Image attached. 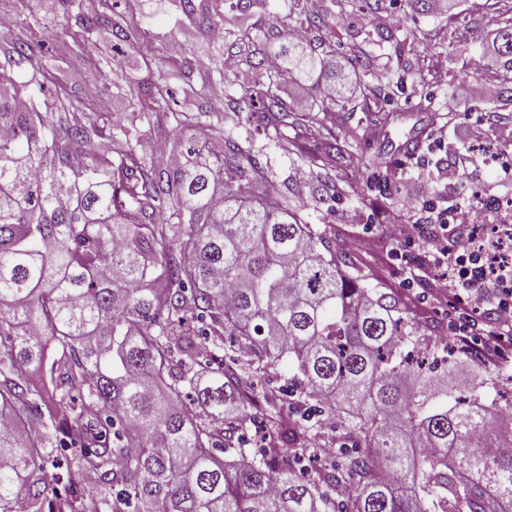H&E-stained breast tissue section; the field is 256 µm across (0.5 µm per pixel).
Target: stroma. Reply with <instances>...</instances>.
<instances>
[{
    "instance_id": "stroma-1",
    "label": "stroma",
    "mask_w": 512,
    "mask_h": 512,
    "mask_svg": "<svg viewBox=\"0 0 512 512\" xmlns=\"http://www.w3.org/2000/svg\"><path fill=\"white\" fill-rule=\"evenodd\" d=\"M318 9L330 11V26L308 31V47L318 52L334 50L352 76L351 91L337 99L330 118L337 137L353 127L359 130L358 141L346 145L331 170L335 201L319 202L313 193L316 165L324 159L325 149L304 129L285 131L299 148L291 157L280 154L261 132L245 125L243 113H225L224 129L263 150L277 186L290 187L293 204L324 232L331 249L347 262L348 273L394 296L425 336L452 335L461 299L451 294L433 300L409 280L422 248L420 241H401L400 216L405 209L421 208L423 201L408 193L405 175L417 170L433 174L443 202L463 204L477 195L498 202L512 199V190L500 185V169L483 155L485 149L512 140V95L505 93L496 100V116L489 120L474 111L472 100L447 98L439 81L443 75L459 87L496 81L504 59L496 53L494 40L504 18L495 13L493 0H453L452 9L444 15L436 14L429 4L411 11L405 0H296L293 10ZM287 12L284 0H265L252 8L249 21L262 31V38L241 46L233 37H225V53L255 60L279 53L278 32ZM145 13V25L156 39L175 37L188 54L207 60V37L185 25L170 0H146ZM373 23L379 34L366 38L363 28ZM414 27L426 33V40L404 42V31ZM401 59L406 60L411 78L424 81L432 91L427 110H415L409 99L396 112L365 111L360 74L368 68L389 80ZM462 154L469 157L468 166L457 165ZM300 168L307 174L302 181L295 177ZM372 235L398 242L397 253L366 246Z\"/></svg>"
}]
</instances>
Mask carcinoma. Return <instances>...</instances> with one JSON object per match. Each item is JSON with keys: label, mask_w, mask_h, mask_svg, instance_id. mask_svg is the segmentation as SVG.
<instances>
[{"label": "carcinoma", "mask_w": 512, "mask_h": 512, "mask_svg": "<svg viewBox=\"0 0 512 512\" xmlns=\"http://www.w3.org/2000/svg\"><path fill=\"white\" fill-rule=\"evenodd\" d=\"M60 2L49 30L18 0L0 47V512H101L110 493L113 512H512V399L488 401L483 379L457 396L439 377L478 364V349L415 359L418 328L397 300L345 274L287 195L262 192L261 153L224 134V113L246 108L283 154L288 127L337 150L336 99L313 114L272 92L326 72L325 58L290 41L277 67L248 62L251 81L205 109L222 63L198 84L188 55L127 67L89 55L93 37L138 55L149 38L138 0ZM172 2L209 30L224 26V4L254 5ZM257 32L230 35L252 44ZM499 53L512 72V25ZM73 55L86 71L110 68L130 125L112 120V97L75 90ZM166 131L196 144L165 165L148 144ZM226 336L252 351L250 371L292 367L298 403L268 415L253 447L246 416L225 412L254 383L202 361ZM336 412L360 446L323 457L306 422ZM60 448L79 454L50 477Z\"/></svg>", "instance_id": "cac0c4a2"}]
</instances>
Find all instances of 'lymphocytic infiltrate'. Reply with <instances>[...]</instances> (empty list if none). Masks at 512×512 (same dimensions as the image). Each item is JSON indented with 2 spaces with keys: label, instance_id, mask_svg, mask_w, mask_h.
<instances>
[{
  "label": "lymphocytic infiltrate",
  "instance_id": "lymphocytic-infiltrate-1",
  "mask_svg": "<svg viewBox=\"0 0 512 512\" xmlns=\"http://www.w3.org/2000/svg\"><path fill=\"white\" fill-rule=\"evenodd\" d=\"M428 212L435 225L429 233L416 221L401 226L403 239L425 242L418 279L436 295H465L466 323L458 339L481 336L488 362L505 366V351L512 346V263L500 256L512 246V224L496 225L486 234L474 224L470 205L432 206Z\"/></svg>",
  "mask_w": 512,
  "mask_h": 512
}]
</instances>
